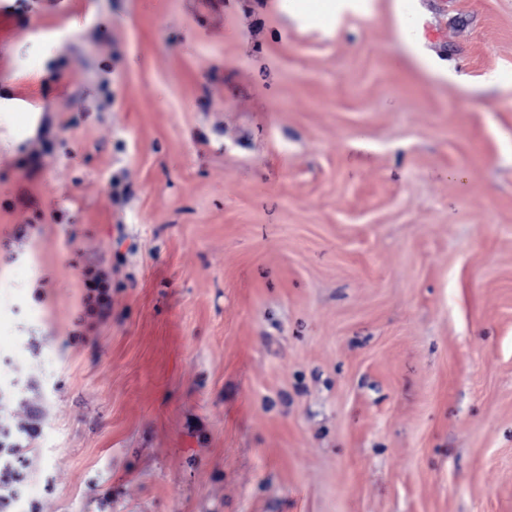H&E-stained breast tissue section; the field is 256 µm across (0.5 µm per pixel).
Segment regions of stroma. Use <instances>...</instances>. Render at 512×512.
I'll list each match as a JSON object with an SVG mask.
<instances>
[{
  "label": "stroma",
  "instance_id": "35a3bbf8",
  "mask_svg": "<svg viewBox=\"0 0 512 512\" xmlns=\"http://www.w3.org/2000/svg\"><path fill=\"white\" fill-rule=\"evenodd\" d=\"M0 88L17 512H512V0H5ZM368 0H289L288 12L297 18L311 14L324 15L326 20L338 19L344 11H363L367 8ZM106 273L96 267H87L83 271L87 286V309L97 317H105L112 308V301L107 286Z\"/></svg>",
  "mask_w": 512,
  "mask_h": 512
}]
</instances>
